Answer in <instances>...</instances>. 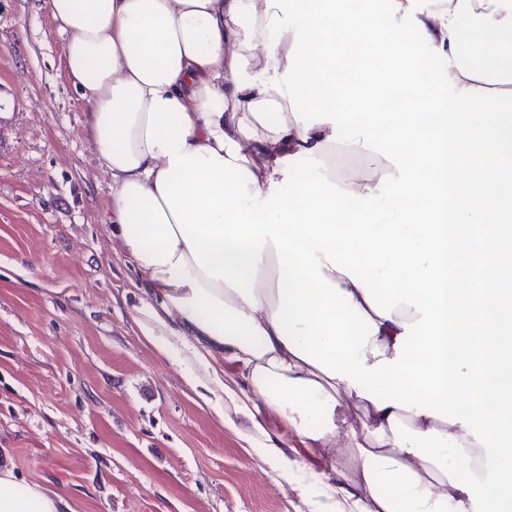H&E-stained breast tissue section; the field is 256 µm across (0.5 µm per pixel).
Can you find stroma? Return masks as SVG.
Listing matches in <instances>:
<instances>
[{
	"instance_id": "1",
	"label": "stroma",
	"mask_w": 512,
	"mask_h": 512,
	"mask_svg": "<svg viewBox=\"0 0 512 512\" xmlns=\"http://www.w3.org/2000/svg\"><path fill=\"white\" fill-rule=\"evenodd\" d=\"M64 44L46 0H0V466L75 512H319L351 449L245 447L140 335Z\"/></svg>"
}]
</instances>
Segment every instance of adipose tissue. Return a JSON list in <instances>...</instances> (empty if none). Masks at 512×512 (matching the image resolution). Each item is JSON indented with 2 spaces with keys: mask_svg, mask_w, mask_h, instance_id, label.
I'll return each mask as SVG.
<instances>
[{
  "mask_svg": "<svg viewBox=\"0 0 512 512\" xmlns=\"http://www.w3.org/2000/svg\"><path fill=\"white\" fill-rule=\"evenodd\" d=\"M385 2L47 8L158 356L246 418L249 447L283 446L264 408L305 447L349 440L351 512H397L398 490L408 512H512V0ZM338 146L366 175L333 174ZM299 155L318 180L291 178ZM68 508L0 467V512Z\"/></svg>",
  "mask_w": 512,
  "mask_h": 512,
  "instance_id": "adipose-tissue-1",
  "label": "adipose tissue"
}]
</instances>
